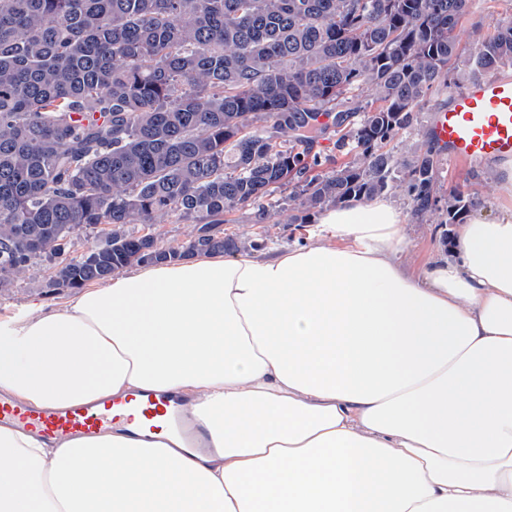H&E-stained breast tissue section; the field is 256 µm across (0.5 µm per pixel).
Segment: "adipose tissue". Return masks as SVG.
<instances>
[{
  "label": "adipose tissue",
  "instance_id": "1",
  "mask_svg": "<svg viewBox=\"0 0 512 512\" xmlns=\"http://www.w3.org/2000/svg\"><path fill=\"white\" fill-rule=\"evenodd\" d=\"M258 256L144 264L0 321L30 408L171 394L210 452L0 426V512H512V217L415 265L388 199Z\"/></svg>",
  "mask_w": 512,
  "mask_h": 512
}]
</instances>
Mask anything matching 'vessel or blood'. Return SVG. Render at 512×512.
Wrapping results in <instances>:
<instances>
[{"label":"vessel or blood","mask_w":512,"mask_h":512,"mask_svg":"<svg viewBox=\"0 0 512 512\" xmlns=\"http://www.w3.org/2000/svg\"><path fill=\"white\" fill-rule=\"evenodd\" d=\"M433 140L451 160L471 165L512 158V79L497 74L457 92L448 109L437 113ZM165 414L169 428H183L186 420L174 409H162L156 396L127 398L96 406L36 410L0 392V426L31 430L48 436L95 435L124 420Z\"/></svg>","instance_id":"vessel-or-blood-1"}]
</instances>
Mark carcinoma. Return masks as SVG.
<instances>
[{
    "instance_id": "1",
    "label": "carcinoma",
    "mask_w": 512,
    "mask_h": 512,
    "mask_svg": "<svg viewBox=\"0 0 512 512\" xmlns=\"http://www.w3.org/2000/svg\"><path fill=\"white\" fill-rule=\"evenodd\" d=\"M470 0H0V288L51 254L69 287L134 264L181 261L196 240L237 251L225 216L291 189V224L392 188L400 168L412 215L438 205L437 157L388 146L427 96L448 90ZM512 66V21L478 41L472 80ZM374 107L346 108L359 82ZM334 114L343 160L309 159ZM482 205L457 193L446 224ZM197 223L171 248L130 224ZM112 236L72 256L73 234Z\"/></svg>"
}]
</instances>
